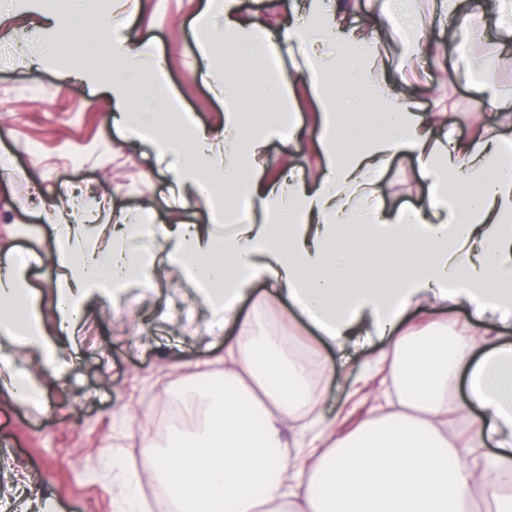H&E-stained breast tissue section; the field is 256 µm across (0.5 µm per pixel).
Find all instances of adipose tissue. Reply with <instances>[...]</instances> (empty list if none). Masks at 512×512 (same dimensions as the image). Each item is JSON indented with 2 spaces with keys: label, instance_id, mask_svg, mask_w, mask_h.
<instances>
[{
  "label": "adipose tissue",
  "instance_id": "obj_1",
  "mask_svg": "<svg viewBox=\"0 0 512 512\" xmlns=\"http://www.w3.org/2000/svg\"><path fill=\"white\" fill-rule=\"evenodd\" d=\"M434 10L460 53L462 80L477 84L491 109L512 107L479 80L483 60L470 41L489 14L512 35V0H479L466 12L459 0H436ZM346 12V0H319L274 39L262 20L239 21L236 0L220 9L207 0L195 19L230 52L261 41L266 55L301 58L290 80L319 102L313 141L324 164L314 176L288 179L267 169L265 147L283 138V128L275 120L245 126L231 69L199 74L223 104L221 127L179 112L173 133L154 115L173 99L165 61L144 59L122 28L105 40L120 67L80 74L107 90L115 124L129 141L151 143L179 192L204 200L210 222L158 229L151 214L132 212L114 225L113 246L103 250L91 205L44 206L53 255L65 268L56 303L61 329H74L89 302L146 284L151 252L133 248L136 239L159 241L205 304L210 329H241L227 350L223 388L182 389L191 428L174 429L165 448L142 437L133 458L113 449L106 467L120 488L117 512H144L145 475L166 489L171 512H465L478 495L497 512H512V342L498 339L500 323L512 319V152L496 135L449 139L398 88L374 80V43L367 29L346 24ZM339 52L357 56L345 81L376 101L369 117L324 94ZM366 121L381 135L338 151L337 141ZM401 153L413 155L428 178L430 206L388 214L375 203L374 176ZM241 196L258 205L261 221L238 218ZM263 278L337 349L364 336L386 338L382 359L395 409L339 437L332 423L313 416L334 368L293 347L283 328L250 334L253 318L239 304ZM425 302L466 305L474 324L450 336L414 334L405 314ZM5 343L37 354L52 374L70 367L40 321L25 260L0 269ZM461 379L462 399L455 395Z\"/></svg>",
  "mask_w": 512,
  "mask_h": 512
}]
</instances>
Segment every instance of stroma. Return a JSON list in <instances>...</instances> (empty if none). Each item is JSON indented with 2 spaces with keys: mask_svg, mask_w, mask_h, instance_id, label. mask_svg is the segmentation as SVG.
Masks as SVG:
<instances>
[{
  "mask_svg": "<svg viewBox=\"0 0 512 512\" xmlns=\"http://www.w3.org/2000/svg\"><path fill=\"white\" fill-rule=\"evenodd\" d=\"M139 2L128 34L166 56L167 79L183 110L198 123L215 124L223 105L195 77L200 55L191 29L206 0ZM303 7V0H238V15L245 22L267 18L276 33L288 25L293 10ZM94 21L108 22L102 0H38L27 10L0 0V40L17 47L10 65L0 68V153L11 156L17 171L15 178H0V260L37 255L31 279L43 323L72 361L66 376L42 378L38 411L12 399L0 384V441L23 457L22 467L13 471L0 462V512H32L35 501L44 498L56 501L62 512H114L119 491L99 475L109 449L136 451L143 435L158 432L164 410L182 386L205 375L221 378L224 352L240 333L235 327L226 336H208L203 303L162 252L149 270L148 287L129 289L117 303L92 301L73 331L57 327L54 300L61 270L47 260L53 233L39 216L40 203H53L75 187L105 199L110 212L99 219L102 246L110 243L112 216L120 212L153 210L160 226L208 221L204 202L184 205L176 198L173 176L158 165L149 144L124 140L112 122L109 95L76 79V71L87 65H114L103 45L76 37ZM472 37L484 43L486 80L511 96L512 37L490 19ZM48 50L58 66L36 69V60ZM264 60L257 46L236 62L247 125L264 122L265 109L253 97L261 84L287 101L289 118H309L316 110L312 95L276 81ZM375 75L399 84L418 111L444 113L455 139L474 142L494 132L512 140V115L488 110L477 86L460 81L452 60L404 77L387 63ZM300 138L298 147L275 140L265 149L269 165L284 176L316 172L324 162L311 143L310 127L301 129ZM379 205L388 212L428 207L427 181L411 156L395 157L382 174ZM254 294L267 301L261 324L284 323L303 349L321 351L334 362L318 411L333 422L336 434L351 431L385 405L383 376L367 371L363 351L351 348L341 357L322 348L299 315H288V302L277 299L272 283L257 282ZM126 410L135 419L123 425L117 418Z\"/></svg>",
  "mask_w": 512,
  "mask_h": 512,
  "instance_id": "obj_1",
  "label": "stroma"
}]
</instances>
